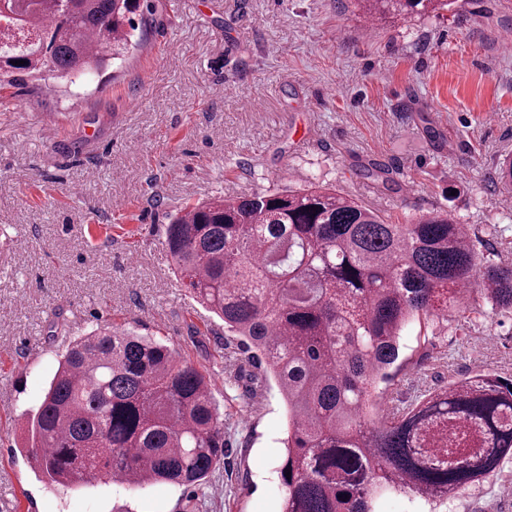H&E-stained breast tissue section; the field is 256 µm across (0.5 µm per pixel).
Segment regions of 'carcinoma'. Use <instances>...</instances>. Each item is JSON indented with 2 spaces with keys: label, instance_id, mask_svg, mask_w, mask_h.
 I'll return each instance as SVG.
<instances>
[{
  "label": "carcinoma",
  "instance_id": "cac0c4a2",
  "mask_svg": "<svg viewBox=\"0 0 512 512\" xmlns=\"http://www.w3.org/2000/svg\"><path fill=\"white\" fill-rule=\"evenodd\" d=\"M36 41L0 42V90L24 76L77 83L138 47L141 0H8ZM451 0H356L379 24ZM104 45L93 50L90 38ZM26 64L19 65L17 61ZM360 176L389 188L385 166ZM439 207L406 224L334 188L269 189L189 204L164 246L191 296L241 338L286 409L280 512H446L448 498L512 459V381L489 372L387 402L404 329L452 314L512 311V263ZM400 363V362H398ZM411 371L412 362L400 363ZM33 468L53 488L200 486L224 460L211 378L128 330L71 341L23 426ZM291 477H286V472Z\"/></svg>",
  "mask_w": 512,
  "mask_h": 512
}]
</instances>
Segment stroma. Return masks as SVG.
Segmentation results:
<instances>
[{
    "label": "stroma",
    "instance_id": "obj_1",
    "mask_svg": "<svg viewBox=\"0 0 512 512\" xmlns=\"http://www.w3.org/2000/svg\"><path fill=\"white\" fill-rule=\"evenodd\" d=\"M363 22L354 0H153L125 61L0 94V512H279L284 404L274 379L253 388L255 367L226 356L223 322L171 269L166 224L186 203L322 182L396 223L451 210L512 262L497 179L512 156V0ZM374 163L391 189L360 178ZM108 324L215 379L224 463L205 485L60 494L33 472L26 413L67 342ZM419 333L400 340L421 365L391 398L479 369L512 379V312L449 318L424 348ZM448 512H512V460Z\"/></svg>",
    "mask_w": 512,
    "mask_h": 512
}]
</instances>
